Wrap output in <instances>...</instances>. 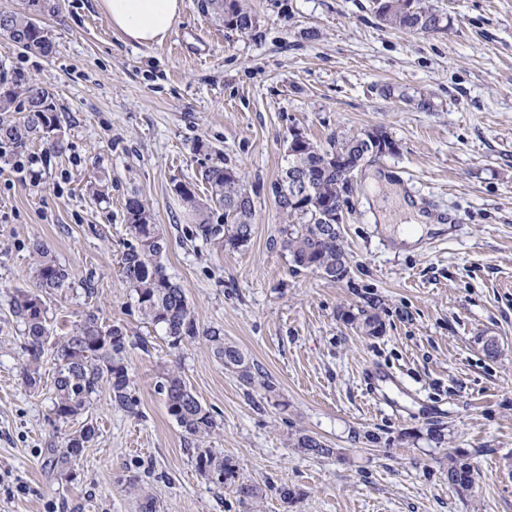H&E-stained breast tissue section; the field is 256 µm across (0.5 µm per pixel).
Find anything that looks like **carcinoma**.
I'll use <instances>...</instances> for the list:
<instances>
[{
	"instance_id": "carcinoma-1",
	"label": "carcinoma",
	"mask_w": 512,
	"mask_h": 512,
	"mask_svg": "<svg viewBox=\"0 0 512 512\" xmlns=\"http://www.w3.org/2000/svg\"><path fill=\"white\" fill-rule=\"evenodd\" d=\"M198 8L218 22L240 31L253 28L255 18L238 0H197ZM50 0H27L26 11H0V37L24 51L47 56L52 53L48 31L37 16L51 11ZM377 16L392 29L424 34L444 28L443 17L430 0H388L387 10ZM13 88L0 91V112H20V120L0 126V145L18 153L35 138L49 140L59 127L53 94L37 83L15 78ZM346 151L361 160L374 155L369 142L354 135L339 142L331 140L320 147L305 139L298 141L287 154L288 168L304 169L311 177L309 194L297 202L287 196L275 204L287 220L281 229V248L288 253L292 271L318 273L323 278L340 282L350 271V259L343 235L331 223L341 207L349 180L332 158ZM202 181L211 205L199 202L195 185L190 182L175 186L176 193L195 212L198 234L205 240L224 234V245L237 249L246 245L253 233V201L243 185L239 172L231 166H210L203 170ZM224 211V224L212 222V207ZM127 223L132 238L122 254V277L134 292L136 306L142 316L163 328L173 347L205 337L213 357L224 369L237 375L244 386L255 383L270 385L258 364L237 346L224 341V333L215 328L199 330L194 312L182 288L166 273L160 257L166 240L160 225L154 223L149 205L138 197L126 202ZM37 256L35 289H18L11 296L12 314L24 326L25 349L31 361L40 360L50 336L45 297L69 287V272L49 257L46 247L32 244ZM344 321L358 332L376 336L383 332L380 315L360 309L344 314ZM130 342L121 327L108 325L93 311H88L62 337L56 350L53 414L58 422L75 419L89 404L91 395L101 383L110 386L112 404L128 412L134 411L137 398L127 360ZM158 389L165 397L168 414L187 435L202 442L218 427L214 414L200 401L181 376L169 372L162 377ZM96 427L91 422L65 438L64 443L46 449L50 461L69 470V464L80 459L91 446ZM294 447L312 458L339 455L318 437L300 434ZM195 467L217 484H235L238 501L252 507L263 496L261 487L236 480V471L228 461L211 448H196ZM476 472L462 455L448 464V487L459 495L472 494Z\"/></svg>"
}]
</instances>
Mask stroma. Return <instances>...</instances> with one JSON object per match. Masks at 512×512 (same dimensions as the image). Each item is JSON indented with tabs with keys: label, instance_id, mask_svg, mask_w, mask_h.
<instances>
[{
	"label": "stroma",
	"instance_id": "35a3bbf8",
	"mask_svg": "<svg viewBox=\"0 0 512 512\" xmlns=\"http://www.w3.org/2000/svg\"><path fill=\"white\" fill-rule=\"evenodd\" d=\"M241 3L256 18L249 31L185 0L163 44L143 47L98 0H56L41 18L52 54L0 45V75L47 87L61 120L55 146H28L24 173L0 160V512H138L141 490L158 512H512V0H432L444 28L420 36L386 27L374 0ZM294 128L320 145L379 129L396 144L355 171L344 197L341 282L293 273L280 247L269 187ZM224 164L253 200L254 233L237 249L195 237L174 191ZM408 185L460 232L397 243L384 219L402 221L391 201ZM134 195L164 231L161 261L199 328L221 329L270 387L240 384L204 340L171 347L138 312L120 264ZM36 241L71 279L46 300L53 336L94 307L135 343L136 410L113 407L101 385L85 413L97 438L65 476L45 450L81 423L55 420L53 346L38 389L23 384L29 356L9 309L15 289L34 286ZM372 305L381 335L345 323ZM171 369L218 422L207 446L262 487L253 510L197 471L157 390ZM300 433L335 456L294 448ZM457 454L477 472L467 497L448 486Z\"/></svg>",
	"mask_w": 512,
	"mask_h": 512
}]
</instances>
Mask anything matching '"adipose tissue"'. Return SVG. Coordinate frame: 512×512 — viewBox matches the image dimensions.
Wrapping results in <instances>:
<instances>
[{"label": "adipose tissue", "mask_w": 512, "mask_h": 512, "mask_svg": "<svg viewBox=\"0 0 512 512\" xmlns=\"http://www.w3.org/2000/svg\"><path fill=\"white\" fill-rule=\"evenodd\" d=\"M113 28L130 43L161 44L184 9V0H98Z\"/></svg>", "instance_id": "1"}]
</instances>
